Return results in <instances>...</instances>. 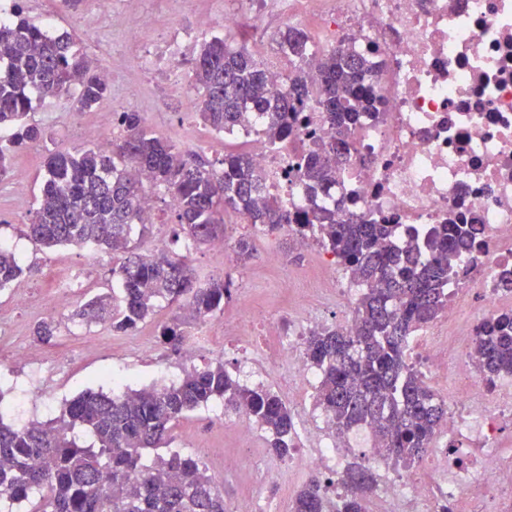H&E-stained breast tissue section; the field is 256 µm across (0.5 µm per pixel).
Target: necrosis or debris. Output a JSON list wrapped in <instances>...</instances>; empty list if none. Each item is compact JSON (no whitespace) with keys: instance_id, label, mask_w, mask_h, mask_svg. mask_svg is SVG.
Instances as JSON below:
<instances>
[{"instance_id":"obj_1","label":"necrosis or debris","mask_w":512,"mask_h":512,"mask_svg":"<svg viewBox=\"0 0 512 512\" xmlns=\"http://www.w3.org/2000/svg\"><path fill=\"white\" fill-rule=\"evenodd\" d=\"M282 22L308 27L316 47L353 46L372 63L378 111L360 113L335 185L310 195L301 164L332 129L315 102L294 114L287 137L269 142L254 114L246 151L278 204L305 218L320 208L390 225L394 246L425 242L442 224L473 227L448 293L445 315L460 342L455 356L438 343L414 355L425 375L451 372L444 395L447 443L428 479L387 475L375 512H442L467 501L468 512H512V448L501 444L512 422V378L493 387L475 364V327L512 312V0H265ZM318 279L298 272L279 288L288 310L257 306L231 282L233 313L224 338L238 342L248 368L287 372L298 413L305 468L339 474L340 452L313 429L302 393L319 376L304 354L303 332L322 325L326 306L355 327L354 283L336 262Z\"/></svg>"}]
</instances>
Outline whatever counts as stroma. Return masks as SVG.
Here are the masks:
<instances>
[{"label":"stroma","mask_w":512,"mask_h":512,"mask_svg":"<svg viewBox=\"0 0 512 512\" xmlns=\"http://www.w3.org/2000/svg\"><path fill=\"white\" fill-rule=\"evenodd\" d=\"M20 6L24 17L37 24L50 23L52 32L73 34L78 48L98 58L112 70L107 99L94 111L80 112L73 99L51 98L39 105L31 118L52 134L55 148H80L88 144L86 128L99 120H111L113 113L126 111L128 96L137 99L136 109L143 112L152 131L171 139L179 147L192 151L205 160L222 157L224 152L239 151L244 140L238 136L223 137L210 131L199 117L200 94L192 84H184L181 91H173L166 74L148 67L146 51L160 38L175 33H187L182 44L186 59H194L201 43L223 33L229 34L237 45L248 42L249 32L259 28L281 31L282 25L264 9V0H194L184 5L182 0H113L111 13L98 9V0H81L78 9L64 12L59 0H0V8ZM237 10L243 18V29L231 32L224 29V12ZM145 13L153 19L152 27L135 28L133 14ZM208 16L210 25L197 31L200 16ZM44 149L29 147L18 153L14 170L19 180L0 182V239L6 241L22 259L26 268L19 285L27 289L37 301H47L50 295L47 273L64 269L80 283L70 304L78 306L84 299L100 292L115 289L111 254L90 247H68L49 250L22 233L30 223L38 189L43 177ZM252 257L241 263V274L246 287L260 300L283 304L276 289L277 270L267 261L268 244L287 249L285 237L269 240L253 236ZM0 312L14 328L13 335L0 338V403L10 407V421H45L58 415L65 402L86 390L112 392L113 388L140 389L157 383L178 381L184 370L201 368L223 358L225 367L241 383L256 384L257 376L237 358L233 347L224 343L223 332L217 326L223 314H216L208 324L214 329L209 345L193 353L172 352L166 349L159 336L160 323L176 314L175 307L160 303L155 318L130 334H117L104 324L76 325L67 315H59L56 338L40 346L45 356L41 375H33L31 368L13 361L10 355L14 343L34 344L35 325L48 319L47 309L37 311L16 306L13 291L0 293ZM268 387H276L278 377L268 374L262 379ZM229 412L221 402H214L181 420L173 429L172 445L199 457L208 467L215 483L224 490L227 501H235L248 494L245 480L225 479L223 456L235 452L238 440ZM327 481L325 473H312L301 465H294L288 473V485L277 483L259 494L260 512H289L299 488L310 478Z\"/></svg>","instance_id":"1"}]
</instances>
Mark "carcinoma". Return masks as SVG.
Instances as JSON below:
<instances>
[{"mask_svg":"<svg viewBox=\"0 0 512 512\" xmlns=\"http://www.w3.org/2000/svg\"><path fill=\"white\" fill-rule=\"evenodd\" d=\"M278 45L293 62L284 91L273 89L266 66L244 47L230 45L224 36L204 40L191 63L192 82L203 91L201 120L216 134H230L260 112L264 135L278 140L288 136V113L314 99L334 129L328 149L339 145L347 153L356 113L376 108L368 88L372 65L352 47L331 48L319 57L314 85L306 71L312 51L306 30L288 28ZM108 94V81L72 36H51L13 10L0 21V129L9 131L0 138V181L11 175L18 151L48 141L46 129L30 121L35 102L72 96L78 111L90 112ZM120 123L123 134L105 149L95 143L45 151L40 194L25 232L46 247L89 246L118 256L112 276L120 284L119 302L92 297L73 310L70 321L105 322L112 332L127 334L153 318L163 301L204 322L224 311L230 282L201 283L187 257L140 251L133 234L149 230L141 222L147 189L177 199L175 236L189 249L224 239L228 209L247 213L271 235L294 223V216L270 197L246 153L226 152L204 162L156 136L141 112L122 113ZM336 177V160L324 159L322 149L306 156L303 180L309 193L336 183ZM305 230L316 234L340 265L358 273L365 288L353 334L322 327L305 341L306 359L321 377L316 401L336 434L365 425L383 459L410 468L432 448L448 407L407 363V346L446 308L448 276L468 244V231L444 224L431 231L425 245H408L403 258L389 242L385 224H365L355 216L338 224L334 213L320 210L298 225L297 231ZM421 249L429 255L425 263L411 257ZM24 273L16 254L0 243V291ZM183 324L175 316L160 330L174 352L188 335ZM476 342L481 380L491 384L512 375V313L483 319ZM214 401L261 425L277 456L294 452L295 422L285 402L267 388L240 383L219 359L184 372L176 383L122 395L85 391L56 418L35 424L6 423L8 409L0 406V502L27 504L41 492L31 512H226L224 493L199 459L171 449L145 462L148 451L169 446L177 422ZM81 432L91 436L89 444L80 443ZM340 482L344 492L332 498L319 480L307 481L290 512H366L365 502L377 487L373 469L353 461Z\"/></svg>","mask_w":512,"mask_h":512,"instance_id":"cac0c4a2","label":"carcinoma"}]
</instances>
